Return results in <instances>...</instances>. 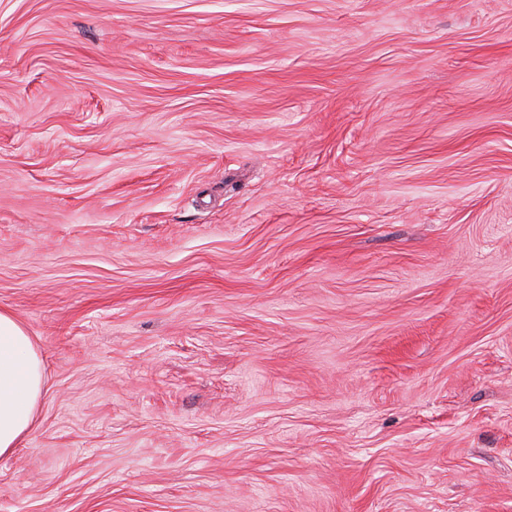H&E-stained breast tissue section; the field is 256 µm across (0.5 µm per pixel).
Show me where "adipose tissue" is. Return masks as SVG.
Instances as JSON below:
<instances>
[{
	"label": "adipose tissue",
	"mask_w": 512,
	"mask_h": 512,
	"mask_svg": "<svg viewBox=\"0 0 512 512\" xmlns=\"http://www.w3.org/2000/svg\"><path fill=\"white\" fill-rule=\"evenodd\" d=\"M42 389L41 359L30 336L0 311V456L34 429Z\"/></svg>",
	"instance_id": "obj_1"
}]
</instances>
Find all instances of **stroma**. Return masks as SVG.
Returning <instances> with one entry per match:
<instances>
[{
	"label": "stroma",
	"instance_id": "1",
	"mask_svg": "<svg viewBox=\"0 0 512 512\" xmlns=\"http://www.w3.org/2000/svg\"><path fill=\"white\" fill-rule=\"evenodd\" d=\"M0 512H512V0H0ZM42 389L41 359L30 336L0 311V456L34 429Z\"/></svg>",
	"mask_w": 512,
	"mask_h": 512
}]
</instances>
